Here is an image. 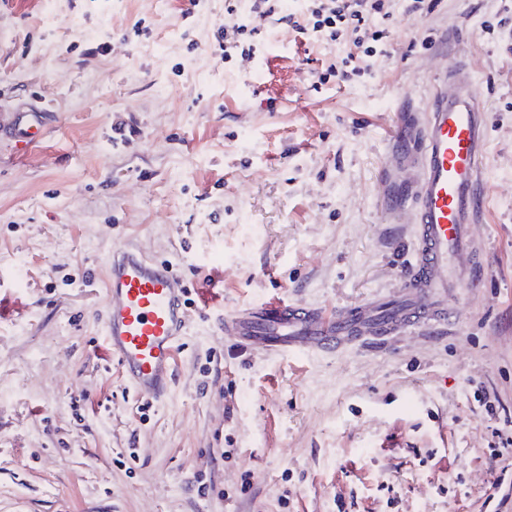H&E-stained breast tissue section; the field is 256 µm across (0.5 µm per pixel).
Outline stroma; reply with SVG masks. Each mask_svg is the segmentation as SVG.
<instances>
[{"label":"stroma","instance_id":"stroma-1","mask_svg":"<svg viewBox=\"0 0 512 512\" xmlns=\"http://www.w3.org/2000/svg\"><path fill=\"white\" fill-rule=\"evenodd\" d=\"M391 0L390 56L269 26L225 59L240 0H0V512H512V0ZM462 60L490 114L480 287L447 331L334 353L243 347L219 314L396 298L413 209L389 218L400 110ZM171 262L189 326L164 403L108 362L106 261ZM363 73L361 67L355 64V56L353 54L347 55L339 61L330 62L322 75V79L330 76L336 77L338 80L345 81L350 78L352 74L358 75ZM3 126L7 128L9 137L15 141L21 152L34 146L46 133V128L38 117L24 113L18 114L14 120Z\"/></svg>","mask_w":512,"mask_h":512}]
</instances>
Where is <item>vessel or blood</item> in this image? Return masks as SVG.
Returning <instances> with one entry per match:
<instances>
[{
  "mask_svg": "<svg viewBox=\"0 0 512 512\" xmlns=\"http://www.w3.org/2000/svg\"><path fill=\"white\" fill-rule=\"evenodd\" d=\"M432 88L428 108L409 114L400 132L403 163L417 171L401 201L413 205L418 225L416 266L398 300L357 304L339 314L270 300L218 316L225 335L285 355L332 351L419 320H444L453 289L482 283L485 268L475 257L471 228L489 114L462 63L436 73ZM6 128L22 152L46 132L38 117L24 113ZM184 295L172 267L138 248L127 245L109 256L100 314L103 348L140 399L159 403L169 394L189 319Z\"/></svg>",
  "mask_w": 512,
  "mask_h": 512,
  "instance_id": "obj_1",
  "label": "vessel or blood"
}]
</instances>
